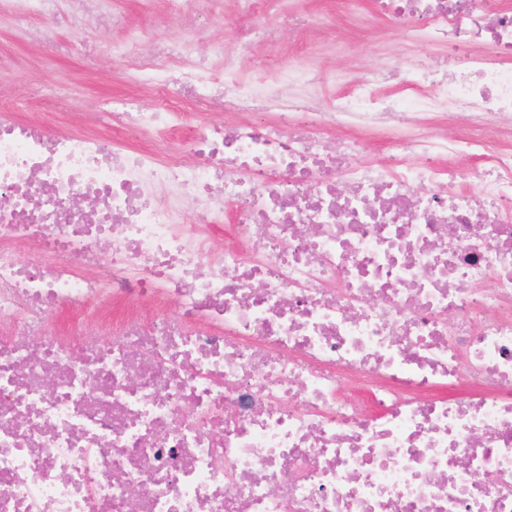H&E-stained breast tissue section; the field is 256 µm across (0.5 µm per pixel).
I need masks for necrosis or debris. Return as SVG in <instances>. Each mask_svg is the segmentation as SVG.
I'll return each instance as SVG.
<instances>
[{"mask_svg":"<svg viewBox=\"0 0 512 512\" xmlns=\"http://www.w3.org/2000/svg\"><path fill=\"white\" fill-rule=\"evenodd\" d=\"M109 2L0 11L22 33L62 3L111 26ZM235 2L213 63L134 58L176 112L115 96L48 134L0 99V512H512V141L429 125L492 116L512 138V0H370L445 61L376 67L325 109L322 73L239 77L279 30ZM103 110L145 135L180 118L189 161L121 146ZM410 112L428 123L361 163L360 132Z\"/></svg>","mask_w":512,"mask_h":512,"instance_id":"4bbe7bcc","label":"necrosis or debris"}]
</instances>
